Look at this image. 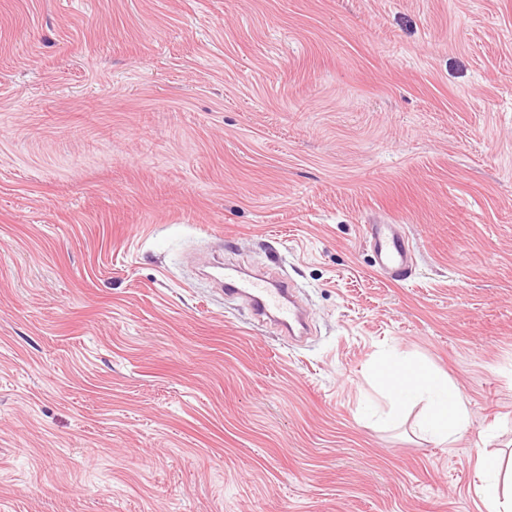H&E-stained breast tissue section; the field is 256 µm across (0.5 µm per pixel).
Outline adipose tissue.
I'll list each match as a JSON object with an SVG mask.
<instances>
[{"mask_svg": "<svg viewBox=\"0 0 512 512\" xmlns=\"http://www.w3.org/2000/svg\"><path fill=\"white\" fill-rule=\"evenodd\" d=\"M376 378L389 404L388 418H398L409 405L423 402L419 430L431 442H453L469 423L460 390L425 363L395 355L380 363ZM479 477V495L487 512H512V456L483 458Z\"/></svg>", "mask_w": 512, "mask_h": 512, "instance_id": "1", "label": "adipose tissue"}]
</instances>
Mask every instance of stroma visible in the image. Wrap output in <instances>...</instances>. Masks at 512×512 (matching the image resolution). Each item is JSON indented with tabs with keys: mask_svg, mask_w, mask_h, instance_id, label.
<instances>
[{
	"mask_svg": "<svg viewBox=\"0 0 512 512\" xmlns=\"http://www.w3.org/2000/svg\"><path fill=\"white\" fill-rule=\"evenodd\" d=\"M214 256L292 282L311 336ZM389 352L461 391L457 440L376 421ZM483 449L512 450V0H0V512H486ZM367 244L374 265L393 282H404L414 272V254L398 224H369ZM224 296L245 301L258 321L273 322L287 336H303L309 330L307 315L297 303L288 280L268 273L248 274L224 268Z\"/></svg>",
	"mask_w": 512,
	"mask_h": 512,
	"instance_id": "1",
	"label": "stroma"
}]
</instances>
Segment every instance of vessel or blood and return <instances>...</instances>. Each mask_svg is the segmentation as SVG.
<instances>
[{
    "instance_id": "b4317fda",
    "label": "vessel or blood",
    "mask_w": 512,
    "mask_h": 512,
    "mask_svg": "<svg viewBox=\"0 0 512 512\" xmlns=\"http://www.w3.org/2000/svg\"><path fill=\"white\" fill-rule=\"evenodd\" d=\"M367 244L375 266L391 281L403 282L412 276L414 254L400 225H369ZM221 286L226 297L245 301L255 319L274 323L284 335L307 333V315L287 280L268 273L248 274L229 268Z\"/></svg>"
}]
</instances>
